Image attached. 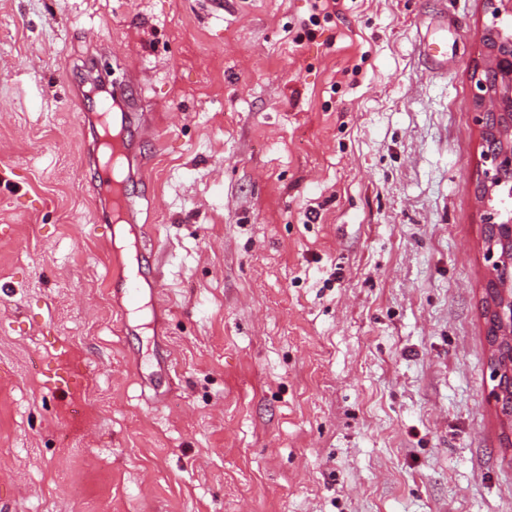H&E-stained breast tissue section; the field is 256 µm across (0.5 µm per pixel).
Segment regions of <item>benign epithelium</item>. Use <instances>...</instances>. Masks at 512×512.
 <instances>
[{"mask_svg": "<svg viewBox=\"0 0 512 512\" xmlns=\"http://www.w3.org/2000/svg\"><path fill=\"white\" fill-rule=\"evenodd\" d=\"M484 60L474 75L481 138L490 168L476 188L489 203L501 189L512 197L503 172L512 171V24L493 25L483 34ZM490 277L485 316L495 335L488 337L497 380L493 397L503 425L512 429V210L494 211L485 226Z\"/></svg>", "mask_w": 512, "mask_h": 512, "instance_id": "1", "label": "benign epithelium"}]
</instances>
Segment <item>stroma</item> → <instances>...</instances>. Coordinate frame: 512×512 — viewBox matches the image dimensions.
Wrapping results in <instances>:
<instances>
[{"label": "stroma", "instance_id": "1", "mask_svg": "<svg viewBox=\"0 0 512 512\" xmlns=\"http://www.w3.org/2000/svg\"><path fill=\"white\" fill-rule=\"evenodd\" d=\"M202 2L0 0V512H512L487 0ZM89 63L151 122L108 231ZM493 211L485 226L486 251L492 261L485 288V316L487 326H493L496 334L488 335L498 381L493 397L503 425L512 429V210Z\"/></svg>", "mask_w": 512, "mask_h": 512}]
</instances>
